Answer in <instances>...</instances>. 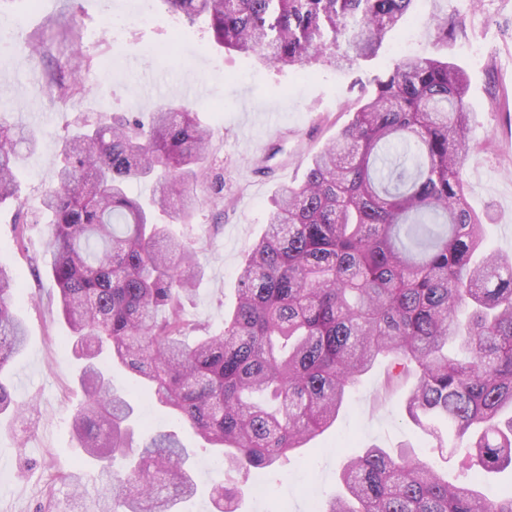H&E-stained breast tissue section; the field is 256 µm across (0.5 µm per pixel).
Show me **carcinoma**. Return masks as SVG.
Segmentation results:
<instances>
[{"mask_svg": "<svg viewBox=\"0 0 512 512\" xmlns=\"http://www.w3.org/2000/svg\"><path fill=\"white\" fill-rule=\"evenodd\" d=\"M162 2L190 24L207 19L221 47L346 72L415 18L416 0ZM428 25L437 45L464 32L457 17ZM468 90L466 72L432 53L394 59L302 183L275 201L215 331L186 315L193 251L127 193L152 176L159 209L173 204L187 219L201 206L194 182L213 159L196 112L166 105L65 138L43 207L65 342L83 361L72 431L99 469L92 512H177L196 490L176 434L133 444L134 407L112 382L115 364L222 451L216 512H236L235 477L328 429L381 357L393 358L386 389L413 380L404 410L434 448L466 470L512 467V254H483L484 224L467 199ZM20 144L35 146L32 132L0 121V204L16 197ZM16 286L0 266V376L26 342ZM9 409L24 405L0 379V413ZM119 458L124 471L113 468ZM62 481L78 507L82 478ZM338 482L321 512H512V494L489 499L474 480L377 446L346 459Z\"/></svg>", "mask_w": 512, "mask_h": 512, "instance_id": "carcinoma-1", "label": "carcinoma"}]
</instances>
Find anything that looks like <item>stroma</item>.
Segmentation results:
<instances>
[{"mask_svg": "<svg viewBox=\"0 0 512 512\" xmlns=\"http://www.w3.org/2000/svg\"><path fill=\"white\" fill-rule=\"evenodd\" d=\"M146 2L147 23L135 12L136 0H0V102L11 107L0 117L26 123L38 138L35 149H19L24 219L15 220L14 206H0V265L18 276L15 307L27 329L26 346L9 370L14 398L26 409L0 415V512H41L48 498L62 500L60 476L82 474L91 495L99 487L70 427L83 398L76 382L81 362L63 344L69 329L45 257L50 226L42 199L55 181L59 146L75 125L115 112H149L173 99L196 110L210 129L217 165L200 177L197 192L210 196L215 175H223V204L202 205L187 222L171 209L156 220L194 248L203 276L188 311L218 328L235 306L238 269L262 236L279 190L297 185L312 156L351 120L363 85L400 53L435 49L428 19L454 14L466 32L438 49L469 78L478 151L464 168L466 189L485 221L486 249L512 253V0L476 6L471 0H417L414 20L390 32L376 58L346 74L324 66L263 65L214 45L205 21L176 25L161 0ZM30 41L43 43L44 57L22 54ZM52 67L64 79L80 78L87 94L61 97L47 81ZM195 88L204 91L201 101L188 98ZM495 91L508 96L497 109L490 103ZM260 143L268 144L270 163L280 170L269 181L253 173ZM388 368L378 363L363 377L334 425L283 463L281 479L252 470L239 512H308L312 500L335 490L341 462L372 445L395 456L412 446L420 459L458 473V464L431 450L398 397L383 396ZM113 376L140 417L177 432L191 453L199 490L180 512H212L210 490L224 477L222 456L161 408L132 373L118 368ZM256 483L266 487L264 498H254L250 487Z\"/></svg>", "mask_w": 512, "mask_h": 512, "instance_id": "35a3bbf8", "label": "stroma"}]
</instances>
